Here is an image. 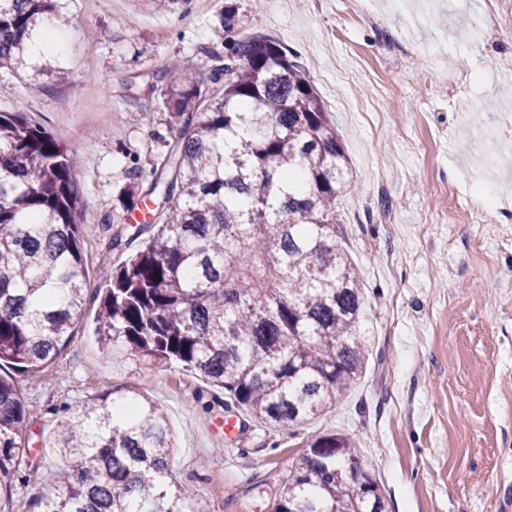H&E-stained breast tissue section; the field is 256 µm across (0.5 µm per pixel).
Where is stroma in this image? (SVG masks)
<instances>
[{
    "instance_id": "1",
    "label": "stroma",
    "mask_w": 512,
    "mask_h": 512,
    "mask_svg": "<svg viewBox=\"0 0 512 512\" xmlns=\"http://www.w3.org/2000/svg\"><path fill=\"white\" fill-rule=\"evenodd\" d=\"M484 0L456 13L426 0H59L72 48L46 62L68 77L0 71V112H20L69 146L80 168V219L89 232L85 288L105 280L113 220L159 213L160 196L130 197L160 174L177 127L145 75L179 60L207 78L235 30L262 34L310 76L342 137L353 177L337 202L339 236L366 288L359 330L372 345L361 380L295 437L242 418L230 432L224 396L176 365L115 352L104 358L87 304L50 379L26 385L28 459L39 478L14 482L0 512H36L62 458L46 448L54 410L127 389L157 401L176 448L172 467L206 496L209 512H268L315 436L358 441L389 512H512V49L460 34ZM461 91L449 99L445 86ZM137 122H125L126 113ZM494 194L471 219L463 197Z\"/></svg>"
}]
</instances>
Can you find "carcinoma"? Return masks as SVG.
Returning a JSON list of instances; mask_svg holds the SVG:
<instances>
[{
	"mask_svg": "<svg viewBox=\"0 0 512 512\" xmlns=\"http://www.w3.org/2000/svg\"><path fill=\"white\" fill-rule=\"evenodd\" d=\"M52 0H0V69L39 76L28 50ZM224 69L146 75L175 120L161 191L166 207L116 234L138 245L87 298L79 173L73 152L17 113H0V492L23 460V386L43 381L87 301L98 302L103 357L121 349L171 363L224 393V407L295 436L361 378L360 271L336 240V202L352 176L336 125L306 72L272 38H233ZM68 291L65 306L51 299ZM66 464L37 512H205L182 483L163 409L130 391L61 410L50 438ZM269 512H386L358 443L312 439Z\"/></svg>",
	"mask_w": 512,
	"mask_h": 512,
	"instance_id": "obj_1",
	"label": "carcinoma"
}]
</instances>
